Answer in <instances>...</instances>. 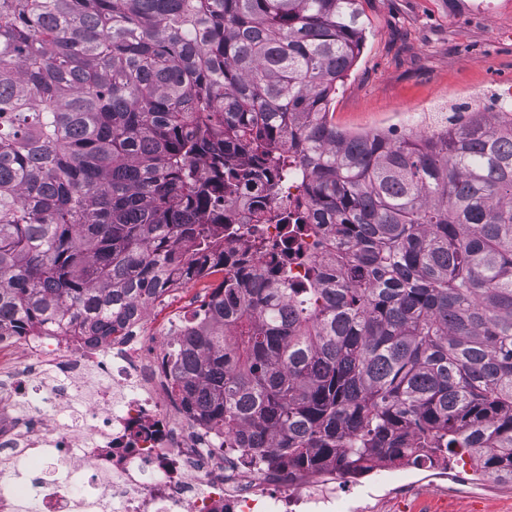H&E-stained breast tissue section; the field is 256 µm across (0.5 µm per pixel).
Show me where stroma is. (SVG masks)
Returning a JSON list of instances; mask_svg holds the SVG:
<instances>
[{
	"label": "stroma",
	"mask_w": 512,
	"mask_h": 512,
	"mask_svg": "<svg viewBox=\"0 0 512 512\" xmlns=\"http://www.w3.org/2000/svg\"><path fill=\"white\" fill-rule=\"evenodd\" d=\"M361 7L366 37L332 106L338 127L400 136L413 129L411 113L450 99L484 112L499 85L512 83V0H361ZM223 277L217 270L198 279L152 321L192 313ZM449 466L462 492L445 499L426 482L401 512H512V486L472 480L466 458Z\"/></svg>",
	"instance_id": "stroma-1"
}]
</instances>
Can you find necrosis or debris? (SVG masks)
I'll list each match as a JSON object with an SVG mask.
<instances>
[{
	"label": "necrosis or debris",
	"mask_w": 512,
	"mask_h": 512,
	"mask_svg": "<svg viewBox=\"0 0 512 512\" xmlns=\"http://www.w3.org/2000/svg\"><path fill=\"white\" fill-rule=\"evenodd\" d=\"M307 202L296 176L273 197L256 183L227 199L221 217L233 233L224 239L225 270L295 286L312 263L328 264L313 236L283 267L256 249L259 239L283 235L276 215ZM185 325L172 317L155 329L144 312L94 340L71 330L0 327V512L31 498L40 512H336L341 479L333 463L292 475L254 469L225 449L222 431L181 408L175 346ZM31 458L38 472L26 483L13 479L16 462ZM59 459L78 483L54 478ZM414 469L377 463L382 481L350 512H382L414 485Z\"/></svg>",
	"instance_id": "necrosis-or-debris-1"
}]
</instances>
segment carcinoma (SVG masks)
Instances as JSON below:
<instances>
[{
	"mask_svg": "<svg viewBox=\"0 0 512 512\" xmlns=\"http://www.w3.org/2000/svg\"><path fill=\"white\" fill-rule=\"evenodd\" d=\"M365 31L359 0H0V323L112 334L224 264L206 212L299 171L291 236L334 229V261L224 277L179 342L186 406L260 468L466 453L512 485V111L339 129Z\"/></svg>",
	"mask_w": 512,
	"mask_h": 512,
	"instance_id": "carcinoma-1",
	"label": "carcinoma"
}]
</instances>
